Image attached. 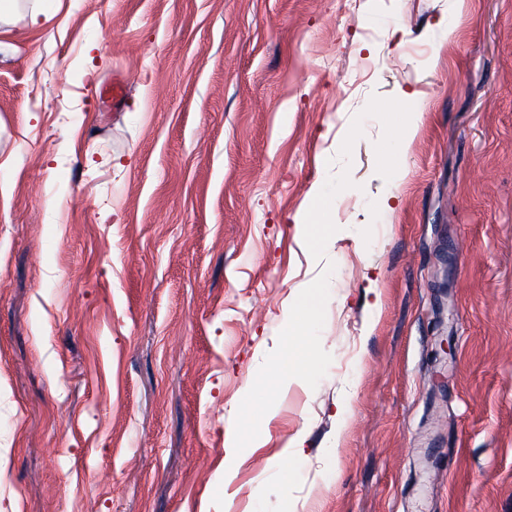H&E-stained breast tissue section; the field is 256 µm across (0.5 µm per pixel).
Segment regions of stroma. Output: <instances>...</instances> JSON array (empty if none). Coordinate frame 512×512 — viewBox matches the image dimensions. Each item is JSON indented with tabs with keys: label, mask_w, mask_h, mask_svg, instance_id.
<instances>
[{
	"label": "stroma",
	"mask_w": 512,
	"mask_h": 512,
	"mask_svg": "<svg viewBox=\"0 0 512 512\" xmlns=\"http://www.w3.org/2000/svg\"><path fill=\"white\" fill-rule=\"evenodd\" d=\"M21 2L0 512H512V0ZM127 84L125 76H119L101 86V94L111 101L113 111L121 110L125 106Z\"/></svg>",
	"instance_id": "obj_1"
}]
</instances>
